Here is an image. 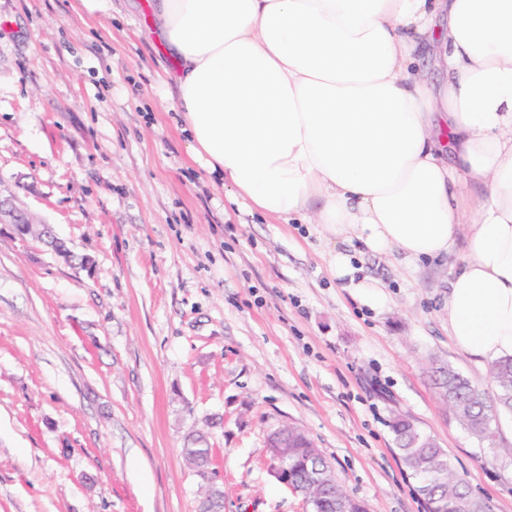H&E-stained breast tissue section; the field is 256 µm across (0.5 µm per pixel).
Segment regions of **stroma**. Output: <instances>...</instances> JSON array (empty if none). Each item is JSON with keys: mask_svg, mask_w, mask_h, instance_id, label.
I'll list each match as a JSON object with an SVG mask.
<instances>
[{"mask_svg": "<svg viewBox=\"0 0 512 512\" xmlns=\"http://www.w3.org/2000/svg\"><path fill=\"white\" fill-rule=\"evenodd\" d=\"M112 14L0 0V197L74 254L0 227V512H197L183 448L204 427L224 512H310L272 470L287 425L370 512H427L398 415L489 512H512V417L480 442L429 373L435 359L487 385L448 336L462 251L365 256L379 308L332 281L319 226L253 220L192 161L148 0Z\"/></svg>", "mask_w": 512, "mask_h": 512, "instance_id": "35a3bbf8", "label": "stroma"}]
</instances>
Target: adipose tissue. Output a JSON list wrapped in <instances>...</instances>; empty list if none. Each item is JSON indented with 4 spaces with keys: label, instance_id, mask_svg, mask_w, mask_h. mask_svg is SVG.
I'll use <instances>...</instances> for the list:
<instances>
[{
    "label": "adipose tissue",
    "instance_id": "obj_1",
    "mask_svg": "<svg viewBox=\"0 0 512 512\" xmlns=\"http://www.w3.org/2000/svg\"><path fill=\"white\" fill-rule=\"evenodd\" d=\"M190 155L254 216L318 224L373 306L367 254L462 247L448 332L512 356V0H154ZM443 73L432 84L422 67Z\"/></svg>",
    "mask_w": 512,
    "mask_h": 512
}]
</instances>
